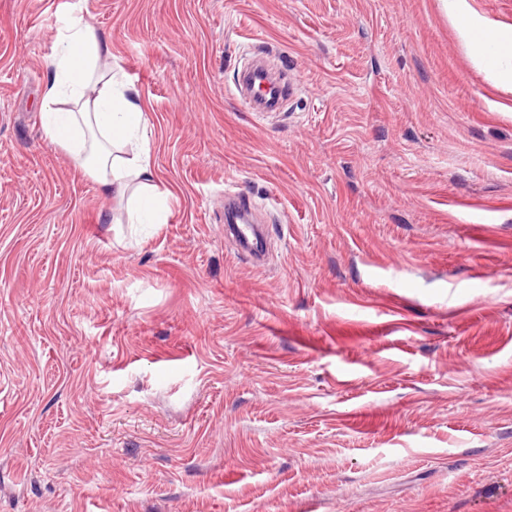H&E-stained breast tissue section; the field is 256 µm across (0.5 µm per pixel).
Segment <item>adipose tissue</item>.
<instances>
[{"label":"adipose tissue","mask_w":512,"mask_h":512,"mask_svg":"<svg viewBox=\"0 0 512 512\" xmlns=\"http://www.w3.org/2000/svg\"><path fill=\"white\" fill-rule=\"evenodd\" d=\"M44 69L45 142L103 192L130 202V223H166L170 193L152 162L146 109L114 67L109 42L81 14L68 13Z\"/></svg>","instance_id":"adipose-tissue-1"}]
</instances>
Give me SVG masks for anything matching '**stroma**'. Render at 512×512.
<instances>
[{"mask_svg": "<svg viewBox=\"0 0 512 512\" xmlns=\"http://www.w3.org/2000/svg\"><path fill=\"white\" fill-rule=\"evenodd\" d=\"M75 6L167 223L43 140ZM464 8L512 44V0ZM0 512H512V54L441 0H0ZM270 85L272 86L273 93L268 102L258 104L253 100V98H245L246 104L252 107L255 112H257L256 109L261 111H272L276 109L285 96H290L292 94L294 87L292 83L289 82V84H283L279 79L272 81ZM249 223L232 224L231 233L241 250L255 260L264 252L265 239L258 231V225Z\"/></svg>", "mask_w": 512, "mask_h": 512, "instance_id": "obj_1", "label": "stroma"}]
</instances>
